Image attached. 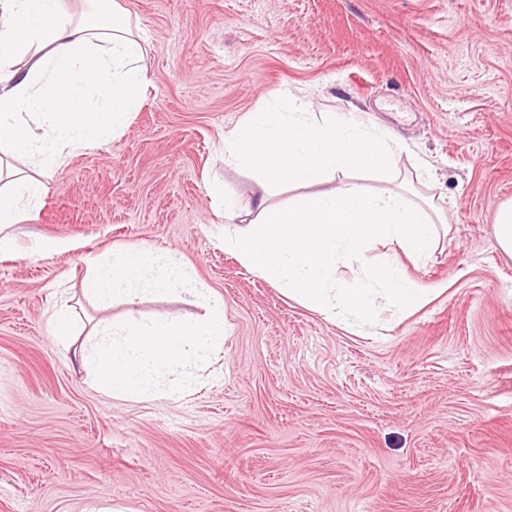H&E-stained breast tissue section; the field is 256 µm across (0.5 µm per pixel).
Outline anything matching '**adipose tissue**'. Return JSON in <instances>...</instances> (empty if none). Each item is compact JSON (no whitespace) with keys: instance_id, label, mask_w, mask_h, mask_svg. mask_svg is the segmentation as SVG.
<instances>
[{"instance_id":"ef3b65f1","label":"adipose tissue","mask_w":512,"mask_h":512,"mask_svg":"<svg viewBox=\"0 0 512 512\" xmlns=\"http://www.w3.org/2000/svg\"><path fill=\"white\" fill-rule=\"evenodd\" d=\"M86 3L77 13L68 0H0V167L16 168L0 187V252L10 248L14 225L34 219L45 192L23 166L62 169L74 152L122 132L145 98L144 35L120 24V0ZM89 89L99 99L93 110L84 96ZM223 213L233 226L224 235L225 251L327 319L365 320L379 305L410 311L431 294L392 260L364 265L365 288L344 287L336 269L360 258L373 241L418 260L428 257L444 221L434 199L411 201L398 192L378 197L346 183L293 207L262 196ZM277 224L287 228L286 241L272 235Z\"/></svg>"}]
</instances>
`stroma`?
<instances>
[{
  "instance_id": "35a3bbf8",
  "label": "stroma",
  "mask_w": 512,
  "mask_h": 512,
  "mask_svg": "<svg viewBox=\"0 0 512 512\" xmlns=\"http://www.w3.org/2000/svg\"><path fill=\"white\" fill-rule=\"evenodd\" d=\"M147 40L149 88L127 127L42 177L36 221L0 254V512H512V0H120ZM354 114L406 149L400 176L334 173L434 197L448 234L421 262L373 243L435 291L420 309L329 321L248 271L211 232L206 181L286 205L223 161L225 133L280 96ZM137 244L179 252L224 298L227 333L191 392L115 398L71 361L103 330L200 314L186 293L135 306L83 293ZM493 224L495 238L501 251L512 258V200L498 205Z\"/></svg>"
}]
</instances>
